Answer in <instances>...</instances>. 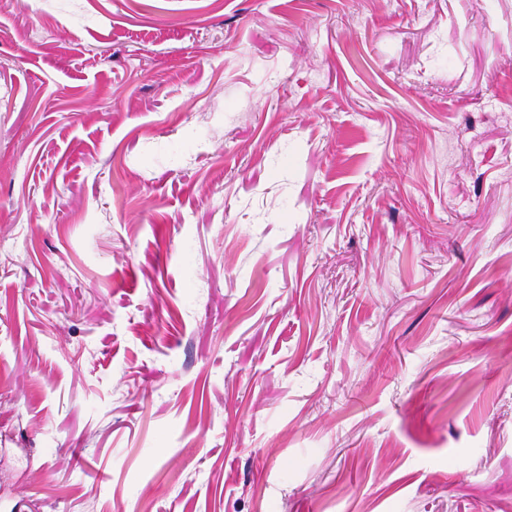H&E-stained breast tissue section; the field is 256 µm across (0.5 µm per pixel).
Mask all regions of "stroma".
<instances>
[{"label":"stroma","mask_w":512,"mask_h":512,"mask_svg":"<svg viewBox=\"0 0 512 512\" xmlns=\"http://www.w3.org/2000/svg\"><path fill=\"white\" fill-rule=\"evenodd\" d=\"M0 512H512V0H0Z\"/></svg>","instance_id":"35a3bbf8"}]
</instances>
